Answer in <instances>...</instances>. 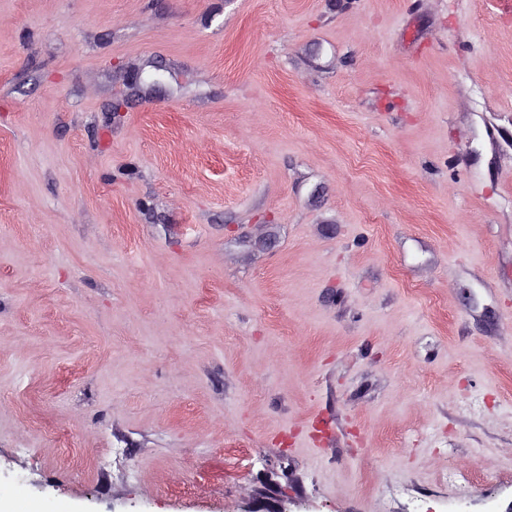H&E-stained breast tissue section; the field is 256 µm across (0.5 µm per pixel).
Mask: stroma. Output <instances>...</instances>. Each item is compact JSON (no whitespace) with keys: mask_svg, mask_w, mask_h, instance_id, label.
<instances>
[{"mask_svg":"<svg viewBox=\"0 0 512 512\" xmlns=\"http://www.w3.org/2000/svg\"><path fill=\"white\" fill-rule=\"evenodd\" d=\"M32 504L512 507V0H0Z\"/></svg>","mask_w":512,"mask_h":512,"instance_id":"35a3bbf8","label":"stroma"}]
</instances>
